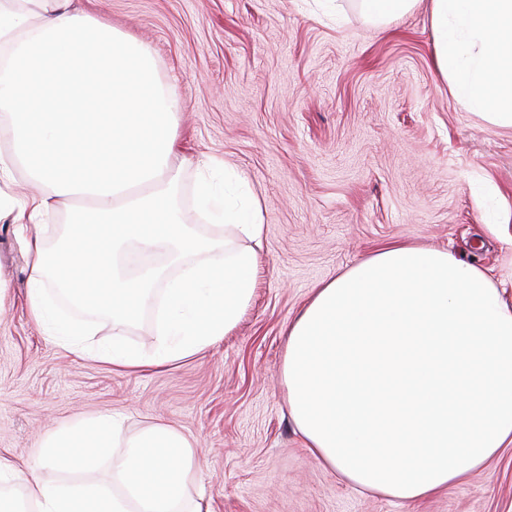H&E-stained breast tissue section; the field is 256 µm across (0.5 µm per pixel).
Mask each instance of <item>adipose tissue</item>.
Here are the masks:
<instances>
[{
	"label": "adipose tissue",
	"mask_w": 512,
	"mask_h": 512,
	"mask_svg": "<svg viewBox=\"0 0 512 512\" xmlns=\"http://www.w3.org/2000/svg\"><path fill=\"white\" fill-rule=\"evenodd\" d=\"M72 0H0V109L9 155L0 179L23 164L49 184L13 211L18 229L75 196L59 247H28L32 316L82 351L87 327L58 319L47 297L64 288L115 319L133 320L165 280L163 326L151 356L121 344L99 352L117 369L160 367L216 343L252 300L259 200L242 177H201L195 196L216 222L193 236L171 198L181 99L160 80L152 47ZM435 63L451 92L494 124L512 127V0H431ZM166 245L223 252L222 262L177 278L160 268L125 276L114 256ZM282 377L291 418L307 448L349 484L404 502L461 482L512 446V302L486 272L444 249L401 241L319 285L285 328ZM113 417L50 430L36 465L0 456V481L22 485L37 512H203L190 485L202 466L193 442L169 423L126 441L122 497L96 485L51 486L43 469L89 467L111 448Z\"/></svg>",
	"instance_id": "adipose-tissue-1"
}]
</instances>
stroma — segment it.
Here are the masks:
<instances>
[{
  "label": "stroma",
  "mask_w": 512,
  "mask_h": 512,
  "mask_svg": "<svg viewBox=\"0 0 512 512\" xmlns=\"http://www.w3.org/2000/svg\"><path fill=\"white\" fill-rule=\"evenodd\" d=\"M149 44L183 108L176 144L191 188L202 155L243 173L264 233L254 295L236 326L192 356L125 371L77 355L31 319L27 243L0 220V454L26 465L53 427L113 416L121 439L162 420L197 443L194 486L209 512H512V447L467 480L407 504L363 492L322 467L289 416L283 329L314 288L383 245L445 248L490 275L512 300V128L464 106L434 65L430 0L378 27L357 0H74ZM157 283L137 321L90 308L88 345L155 342ZM42 471L53 485L95 484L122 496L115 463Z\"/></svg>",
  "instance_id": "stroma-1"
}]
</instances>
